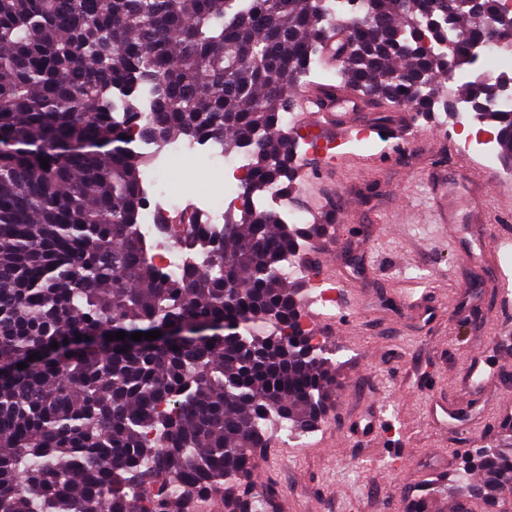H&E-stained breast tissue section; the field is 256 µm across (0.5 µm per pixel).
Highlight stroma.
<instances>
[{"instance_id":"obj_1","label":"stroma","mask_w":512,"mask_h":512,"mask_svg":"<svg viewBox=\"0 0 512 512\" xmlns=\"http://www.w3.org/2000/svg\"><path fill=\"white\" fill-rule=\"evenodd\" d=\"M347 150L336 167L314 168L289 208L308 220L326 211L329 237L305 249L308 265L337 288L339 316L321 333L336 365V392L308 447L273 442L258 468L273 490V512H402L404 494L440 477L477 480L465 451L495 443L500 405L481 435L468 413L442 430L427 416L430 398L473 367L486 398L512 392V267L464 262L449 231L471 243L512 239V178L464 151L444 112ZM385 411L373 436L352 434L371 401Z\"/></svg>"}]
</instances>
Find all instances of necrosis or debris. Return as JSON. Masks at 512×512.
I'll use <instances>...</instances> for the list:
<instances>
[{
	"mask_svg": "<svg viewBox=\"0 0 512 512\" xmlns=\"http://www.w3.org/2000/svg\"><path fill=\"white\" fill-rule=\"evenodd\" d=\"M151 163L142 173V186L148 199L140 214L138 232L150 247L153 263L171 279L179 278L191 266H202L198 252L187 249L169 236L166 225L159 219L169 211L178 209L184 197L181 189L167 182V174L173 163L190 155L205 163L210 169L219 171L225 178V191L218 197L202 199L195 222L201 228L215 226L225 213L237 208L241 199L234 191L242 171L248 167L244 154L228 156L222 143L216 141H188L172 139L158 145H149ZM278 275L283 280L306 279L310 282L307 301L314 305L320 317L332 320L336 317V289L333 283L315 277L313 272L296 262L281 264Z\"/></svg>",
	"mask_w": 512,
	"mask_h": 512,
	"instance_id": "1",
	"label": "necrosis or debris"
}]
</instances>
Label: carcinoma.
Here are the masks:
<instances>
[{"label":"carcinoma","instance_id":"1","mask_svg":"<svg viewBox=\"0 0 512 512\" xmlns=\"http://www.w3.org/2000/svg\"><path fill=\"white\" fill-rule=\"evenodd\" d=\"M355 2L363 19L328 54L332 0H0V512L270 502L254 483L269 431L317 428L336 390L328 349L301 326L299 287L276 275L335 217L290 225L248 203L269 181L294 189L284 113L312 71H336L340 85L315 90L351 93L389 132L391 106L426 115L441 80L467 73L512 162V113L482 111L498 78L471 70L488 28L512 36V13L483 0L490 26L473 27L468 0ZM175 137L220 141L250 166L240 219L187 235L204 265L171 284L137 233L148 154L132 143ZM171 325L203 335L131 338ZM466 464L478 481L419 488L403 512L441 495L503 512L512 416Z\"/></svg>","mask_w":512,"mask_h":512}]
</instances>
